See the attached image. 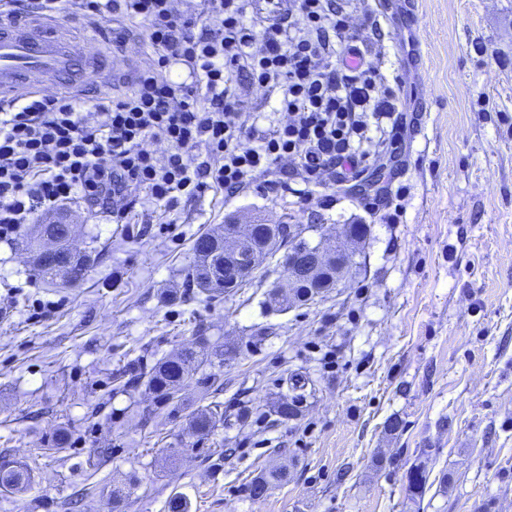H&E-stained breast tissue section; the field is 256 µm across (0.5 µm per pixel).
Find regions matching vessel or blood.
Returning <instances> with one entry per match:
<instances>
[{
	"mask_svg": "<svg viewBox=\"0 0 512 512\" xmlns=\"http://www.w3.org/2000/svg\"><path fill=\"white\" fill-rule=\"evenodd\" d=\"M132 67L120 50L87 60L81 42L32 16L0 25V97L36 91V78L47 77L70 93L89 94L108 86L115 65Z\"/></svg>",
	"mask_w": 512,
	"mask_h": 512,
	"instance_id": "b4317fda",
	"label": "vessel or blood"
}]
</instances>
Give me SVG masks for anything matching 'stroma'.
Returning a JSON list of instances; mask_svg holds the SVG:
<instances>
[{
    "label": "stroma",
    "mask_w": 512,
    "mask_h": 512,
    "mask_svg": "<svg viewBox=\"0 0 512 512\" xmlns=\"http://www.w3.org/2000/svg\"><path fill=\"white\" fill-rule=\"evenodd\" d=\"M414 8L418 25L402 19ZM379 67L398 78L408 132L387 179L397 223L358 198L301 205L288 192L210 191L176 213L69 219L92 256L72 287L43 283L20 242H0V454L32 468L0 512H512V0H390ZM294 224L353 260L337 286L285 311L269 293L284 255L243 288H186L192 247L226 221ZM362 224V241L349 225ZM205 336L228 348L221 391L189 382L155 408L146 369ZM311 390L295 417L289 378ZM219 406L210 435L191 412ZM426 470L422 495L410 489ZM280 478L260 496L262 473ZM291 382V389L293 392L301 391L300 393H295L292 397L290 402L284 401L282 402L277 409V413L286 419L288 417L294 416L297 410V403H299L301 400H303L305 395V389L306 385H308L307 379H302L301 377H298L297 375H294L290 378Z\"/></svg>",
    "instance_id": "obj_1"
}]
</instances>
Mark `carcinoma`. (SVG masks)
Here are the masks:
<instances>
[{
	"instance_id": "obj_1",
	"label": "carcinoma",
	"mask_w": 512,
	"mask_h": 512,
	"mask_svg": "<svg viewBox=\"0 0 512 512\" xmlns=\"http://www.w3.org/2000/svg\"><path fill=\"white\" fill-rule=\"evenodd\" d=\"M72 230L70 224H43L41 237L55 243L52 250H47L28 242L33 252V268L36 276L47 283L73 284L81 280L89 269L88 257L69 248L68 240ZM241 248L244 255L251 254L255 248H261L267 241H272L270 252L274 253L285 246L291 253L299 254L305 250V242L296 240L289 224H251L242 229ZM195 261L187 274V287L196 288L202 293L226 291L224 282L242 286L237 279L235 268L224 267V246L221 238L215 235L198 237L193 246ZM330 287L328 282L317 277L296 283L293 295L275 302L282 311L288 310L292 303H305ZM223 356V353L207 349L204 339H199L198 347L184 348L170 357L156 362L145 375V383L154 399L165 406L175 402L186 381L203 366L212 364V358ZM294 395L291 400L282 402L277 413L288 418L295 415L297 403L305 398L308 380L296 375L290 378ZM218 411L200 410L191 415L189 429L196 436L209 434L216 425ZM31 481V472L27 464L0 456V491H22Z\"/></svg>"
}]
</instances>
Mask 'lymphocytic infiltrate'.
<instances>
[{
  "label": "lymphocytic infiltrate",
  "instance_id": "f902f5d3",
  "mask_svg": "<svg viewBox=\"0 0 512 512\" xmlns=\"http://www.w3.org/2000/svg\"><path fill=\"white\" fill-rule=\"evenodd\" d=\"M95 22L101 38L140 56L133 84L92 102L33 94L0 103V241L44 211L84 204L126 223L136 208L170 211L222 189L290 190L333 203L384 152L371 130H407L394 87L368 57L381 30L369 0H8ZM143 25L130 39L114 20ZM360 63L351 68L348 56ZM276 103L272 128L258 99Z\"/></svg>",
  "mask_w": 512,
  "mask_h": 512
}]
</instances>
